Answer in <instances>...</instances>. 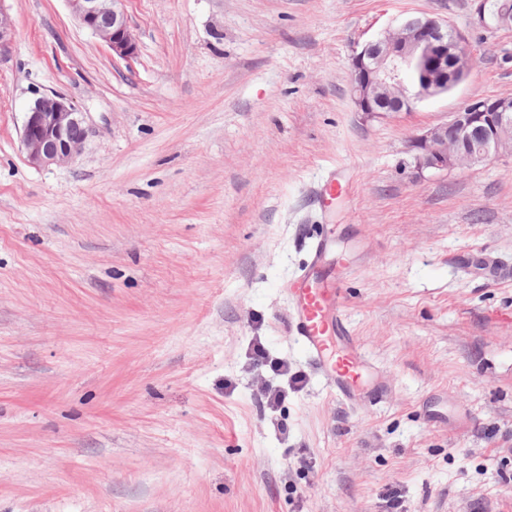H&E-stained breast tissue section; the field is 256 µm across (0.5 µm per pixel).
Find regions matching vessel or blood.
<instances>
[{"instance_id": "1", "label": "vessel or blood", "mask_w": 512, "mask_h": 512, "mask_svg": "<svg viewBox=\"0 0 512 512\" xmlns=\"http://www.w3.org/2000/svg\"><path fill=\"white\" fill-rule=\"evenodd\" d=\"M332 242L322 238L311 247L312 267L289 288L292 326L300 346L323 376L330 391L357 407L382 398L384 382L363 389L361 378L369 362L353 339L345 319L343 273L322 271L320 265Z\"/></svg>"}]
</instances>
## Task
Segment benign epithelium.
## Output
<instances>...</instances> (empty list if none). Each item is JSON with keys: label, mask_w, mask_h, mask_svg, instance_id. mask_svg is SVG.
<instances>
[{"label": "benign epithelium", "mask_w": 512, "mask_h": 512, "mask_svg": "<svg viewBox=\"0 0 512 512\" xmlns=\"http://www.w3.org/2000/svg\"><path fill=\"white\" fill-rule=\"evenodd\" d=\"M74 18L112 52L127 60L137 52V36L124 10V0H67ZM476 23L481 27H512V19L478 0ZM448 22L426 15L405 19L381 33L350 62L351 99L362 119L382 118V97L403 105V111L444 94L470 71L462 50L465 38L448 40ZM14 35L10 15L0 6V48ZM88 138L83 113L61 96L37 98L26 112L21 141L28 163L44 167L69 163ZM411 165L417 175L452 171L512 154V98L471 100L452 113L448 122L408 140Z\"/></svg>", "instance_id": "obj_1"}]
</instances>
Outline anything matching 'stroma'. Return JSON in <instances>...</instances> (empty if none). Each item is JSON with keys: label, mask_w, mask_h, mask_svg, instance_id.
I'll return each instance as SVG.
<instances>
[{"label": "stroma", "mask_w": 512, "mask_h": 512, "mask_svg": "<svg viewBox=\"0 0 512 512\" xmlns=\"http://www.w3.org/2000/svg\"><path fill=\"white\" fill-rule=\"evenodd\" d=\"M0 6V512H512V155L421 178L406 151L512 97V27L477 0H125L123 60L66 0ZM412 14L470 73L363 121L349 59ZM51 94L90 134L36 168ZM319 237L379 403L342 405L290 332ZM476 8V23L481 27L496 25L497 27H512L511 19L500 13L490 9L487 0H478ZM87 138L83 112H78L61 96H41L26 112L21 141L32 166L74 161Z\"/></svg>", "instance_id": "35a3bbf8"}]
</instances>
